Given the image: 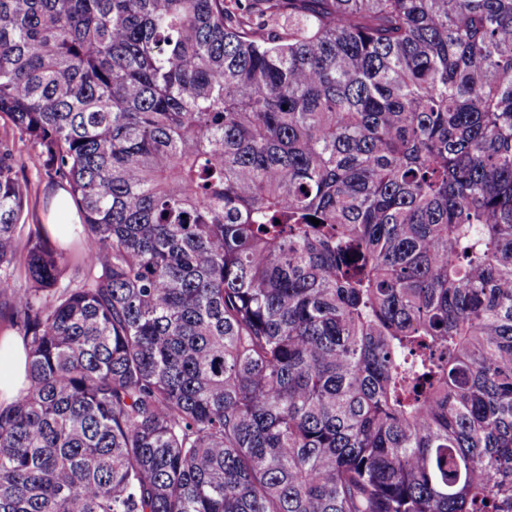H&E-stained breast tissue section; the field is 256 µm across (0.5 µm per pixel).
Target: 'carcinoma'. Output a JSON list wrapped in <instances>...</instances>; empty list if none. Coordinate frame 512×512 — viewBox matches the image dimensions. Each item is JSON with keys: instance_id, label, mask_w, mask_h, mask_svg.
Wrapping results in <instances>:
<instances>
[{"instance_id": "1", "label": "carcinoma", "mask_w": 512, "mask_h": 512, "mask_svg": "<svg viewBox=\"0 0 512 512\" xmlns=\"http://www.w3.org/2000/svg\"><path fill=\"white\" fill-rule=\"evenodd\" d=\"M2 117L0 512H512V0H0ZM16 151L22 163L19 175L29 184L28 204L26 208V227L24 235L27 234L29 226L33 224H47L50 222V212L46 210V205L51 201L55 187L49 182L47 177L38 173L39 167L33 162V150L26 141H18L16 139ZM56 224H47L49 231L55 235ZM2 356L5 363L1 362ZM26 353L21 342L8 336L0 338V404L11 403L26 382Z\"/></svg>"}]
</instances>
